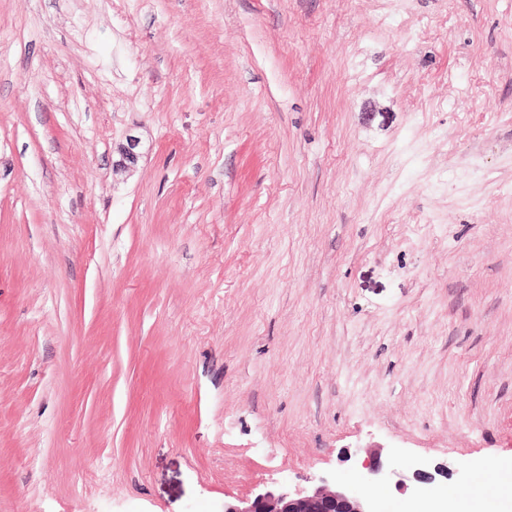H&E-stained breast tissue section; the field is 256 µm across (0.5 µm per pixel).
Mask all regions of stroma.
I'll return each mask as SVG.
<instances>
[{"instance_id": "35a3bbf8", "label": "stroma", "mask_w": 512, "mask_h": 512, "mask_svg": "<svg viewBox=\"0 0 512 512\" xmlns=\"http://www.w3.org/2000/svg\"><path fill=\"white\" fill-rule=\"evenodd\" d=\"M367 446L384 512L512 464V0H0V512ZM361 467L365 472L367 485H371L382 479H389L396 474L394 469L385 465L381 455L375 454L372 451L365 452Z\"/></svg>"}]
</instances>
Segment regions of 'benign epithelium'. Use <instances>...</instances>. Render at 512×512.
<instances>
[{
	"instance_id": "obj_1",
	"label": "benign epithelium",
	"mask_w": 512,
	"mask_h": 512,
	"mask_svg": "<svg viewBox=\"0 0 512 512\" xmlns=\"http://www.w3.org/2000/svg\"><path fill=\"white\" fill-rule=\"evenodd\" d=\"M140 140L129 136L122 147L121 159L113 162V171L120 174L128 169V164L137 156ZM366 483L371 485L388 479L396 471L385 465L382 456L371 451L365 452L361 463ZM224 512H379L377 505L366 490L348 484L323 480L313 488H284L278 492H266L251 499L236 503H224Z\"/></svg>"
}]
</instances>
